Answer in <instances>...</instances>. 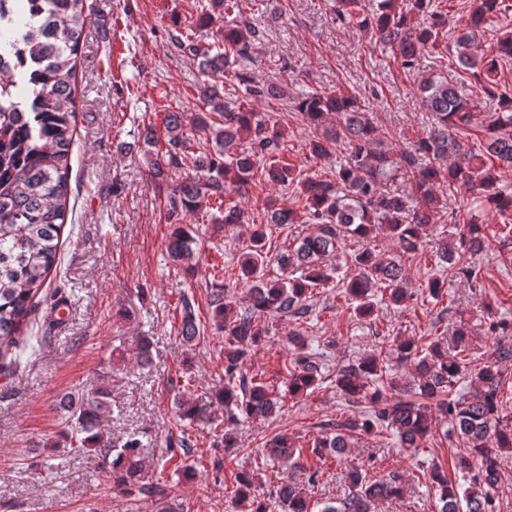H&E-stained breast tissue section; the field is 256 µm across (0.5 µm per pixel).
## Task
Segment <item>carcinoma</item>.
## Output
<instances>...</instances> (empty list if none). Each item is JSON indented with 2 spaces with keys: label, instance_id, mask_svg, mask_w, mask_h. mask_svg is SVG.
Masks as SVG:
<instances>
[{
  "label": "carcinoma",
  "instance_id": "1",
  "mask_svg": "<svg viewBox=\"0 0 512 512\" xmlns=\"http://www.w3.org/2000/svg\"><path fill=\"white\" fill-rule=\"evenodd\" d=\"M213 12L206 13L202 26H209L218 14L226 18L239 9L238 0H212ZM512 10L508 0H478L471 7L464 28L455 39L459 67L480 78L484 94L498 102L494 114L477 120L480 111L465 91V84H448L435 77L418 82L416 90L424 109L431 114L424 136L408 150L393 155L383 146L376 128L354 91L341 86L330 92L314 91L295 102L306 125L313 128L309 154L326 157L344 147V161L333 177L318 174L300 178L287 163L276 160L283 149L285 133L271 115L260 116L251 108L259 99L283 96L279 84H257L238 66L250 58L252 42L259 31L245 20L224 27V46L216 49L174 37L178 48L187 49L205 76L199 99L207 107L189 117L183 112H167L163 118L165 151L151 160V176L165 170L189 166L190 173L173 184L168 193V217L195 213L210 202L217 203L221 215L217 223L230 231L247 223V213L231 193L243 195L257 179L286 186L297 183L305 201L306 215L288 208L264 205L268 224L306 223L318 232L303 238L294 251L276 257L266 247L263 225L254 224L242 248L237 279L249 286L248 305L240 311L225 294L227 285L213 286L209 296L213 325L224 333V388L214 400L200 404L182 398L174 403L176 416L192 423L212 422L213 408H224L226 422L266 418L276 401L264 382L249 380L240 372L246 356L269 335L266 324L272 315L302 320L311 313L307 304L313 290L334 280L335 269L324 257L338 250L350 236L364 245L351 254V273L342 280L344 293L357 302L358 317L374 313V289L388 291L393 305H401L410 294L404 288L405 268L395 257H380L370 241L383 230L405 253L422 246L426 228L434 223L440 196L465 188L475 192L469 219L452 241L436 243L440 260L456 267V255L482 251L484 236L476 214L493 208L506 215L512 212V186L503 183L499 171L512 170V97L499 92L498 70L512 61V31L479 49V40L494 16ZM333 19L340 24L356 23L373 33L386 46L393 61L411 71L426 52L441 51L440 37L448 33V13L435 0H378L377 8L363 13L360 0H333ZM88 20L86 0H0V57L9 56L15 71H0V358L16 347L31 313L34 299L44 292L47 277L60 260L61 233L67 221L69 176L74 146L76 117V68ZM42 58L33 67L25 48ZM233 77L234 98L224 96V79ZM336 112L342 122L334 130L325 127L326 115ZM480 123L486 131L483 153H474L457 139L458 130ZM200 147L184 153L191 135ZM497 160L487 165L483 155ZM402 181L414 189L410 195L395 187L383 188L387 181ZM197 239L190 227L178 225L167 242L169 257L188 272L195 259ZM277 263L286 271L295 266L301 276L270 278L267 268ZM180 335L191 344L200 335L190 307H184ZM468 329H457L453 354L441 341L426 347L412 339L397 344L402 360L415 364L416 380L411 386L416 400L390 402L385 389L398 384L387 379L382 360L368 354L336 372V389L352 403L366 405L361 422L336 425L338 433L315 442L340 459H347L354 447L348 432L371 434L379 430L396 434L407 450L422 446L432 432V418L426 401H436V411L451 425V431L467 440V448L457 455L455 469L464 485L452 484L437 469L428 481L440 503L438 512H494V492L498 484L502 455L512 452V413L504 407L502 391L509 379L499 367L512 359V344L499 345L494 358L477 369L462 357ZM320 354L297 358L289 371L288 393L303 397L317 384ZM478 380L473 391L453 396L466 375ZM58 407L65 412L70 430L77 436L61 435L63 442L79 453L96 452L111 459L113 486L123 494L137 493L140 501L150 499L151 512H183L178 502L158 496L145 483L140 462L142 441L131 435L116 447L104 439L101 422L112 409V389L102 382L62 396ZM263 455L272 460L290 461L296 448L288 436L275 435L266 442ZM352 493L338 502H314L306 489L288 479L271 490L279 512H374L381 501L403 494L399 476L371 479L363 466L348 462ZM255 474L236 475L231 500L233 512H270L268 504L255 493Z\"/></svg>",
  "mask_w": 512,
  "mask_h": 512
}]
</instances>
